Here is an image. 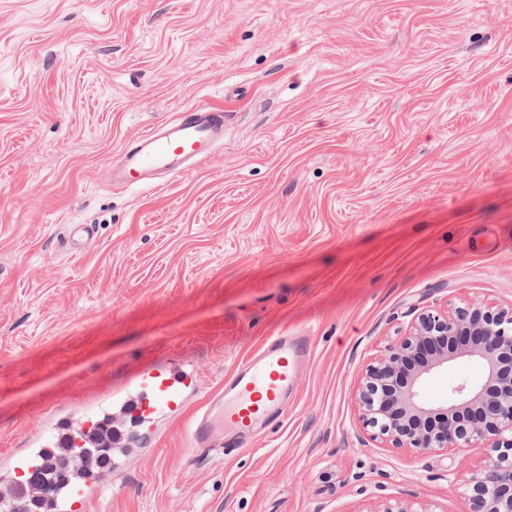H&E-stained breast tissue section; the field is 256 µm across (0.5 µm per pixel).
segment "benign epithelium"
<instances>
[{
	"instance_id": "1",
	"label": "benign epithelium",
	"mask_w": 512,
	"mask_h": 512,
	"mask_svg": "<svg viewBox=\"0 0 512 512\" xmlns=\"http://www.w3.org/2000/svg\"><path fill=\"white\" fill-rule=\"evenodd\" d=\"M457 359L480 365L484 379L452 387L442 404L423 403L427 375ZM357 399L363 425L394 448L443 453L482 443L486 459L469 471L464 512H512V308L422 310L368 365Z\"/></svg>"
}]
</instances>
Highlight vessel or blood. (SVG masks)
<instances>
[{"label": "vessel or blood", "instance_id": "vessel-or-blood-1", "mask_svg": "<svg viewBox=\"0 0 512 512\" xmlns=\"http://www.w3.org/2000/svg\"><path fill=\"white\" fill-rule=\"evenodd\" d=\"M223 111L189 108L172 120L153 125L127 144L118 166L112 169V186L158 187L207 162L224 139ZM311 349L306 336H272L224 380V387L210 397L189 425L185 436L190 448L206 452L228 446L230 439H244L256 429L283 419L294 393L296 366ZM196 389L193 375L174 367L144 371L131 391L116 404L143 425L159 415L182 408ZM59 430L45 448H32L12 457L9 468L15 479L11 497L30 501L49 512H78L90 489L104 490L112 483V451L123 437L108 419L97 415L66 414L58 417ZM99 446L94 466L85 468L82 479L69 469H58L53 492L39 493L30 476L54 448Z\"/></svg>", "mask_w": 512, "mask_h": 512}]
</instances>
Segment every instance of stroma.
<instances>
[{
  "label": "stroma",
  "mask_w": 512,
  "mask_h": 512,
  "mask_svg": "<svg viewBox=\"0 0 512 512\" xmlns=\"http://www.w3.org/2000/svg\"><path fill=\"white\" fill-rule=\"evenodd\" d=\"M193 106L227 115L210 159L112 188ZM476 301L512 304V0H0V492L51 409L181 364L196 393L87 512H463L484 449L389 447L356 389L422 309ZM285 333L311 340L287 416L193 452L208 397ZM481 379L457 360L422 396Z\"/></svg>",
  "instance_id": "35a3bbf8"
}]
</instances>
